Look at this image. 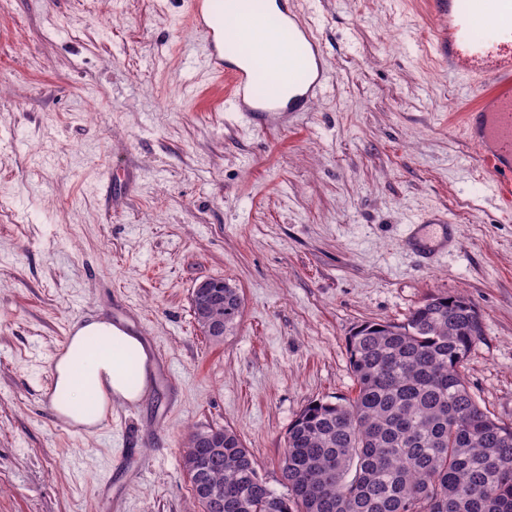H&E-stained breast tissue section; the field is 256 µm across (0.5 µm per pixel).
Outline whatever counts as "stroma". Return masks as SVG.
I'll return each mask as SVG.
<instances>
[{
    "mask_svg": "<svg viewBox=\"0 0 512 512\" xmlns=\"http://www.w3.org/2000/svg\"><path fill=\"white\" fill-rule=\"evenodd\" d=\"M186 3L0 0V512H199L182 450L208 428L279 488L296 414L355 395L348 336L436 294L481 313L461 373L512 423V216L461 124L466 80L430 56L426 0H294L334 82L288 131L225 111ZM434 209L457 249L425 266L401 238ZM205 278L242 296L217 343L191 307ZM94 317L170 376L107 434L44 402L66 329Z\"/></svg>",
    "mask_w": 512,
    "mask_h": 512,
    "instance_id": "35a3bbf8",
    "label": "stroma"
}]
</instances>
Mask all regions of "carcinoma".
<instances>
[{
  "label": "carcinoma",
  "mask_w": 512,
  "mask_h": 512,
  "mask_svg": "<svg viewBox=\"0 0 512 512\" xmlns=\"http://www.w3.org/2000/svg\"><path fill=\"white\" fill-rule=\"evenodd\" d=\"M211 312L241 316L236 288ZM480 312L435 295L402 323H366L347 341L352 399L313 401L288 426L279 494L224 428L220 446L183 450L203 512H512V424L484 411L460 367L482 340Z\"/></svg>",
  "instance_id": "carcinoma-1"
}]
</instances>
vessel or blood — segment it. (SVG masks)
Segmentation results:
<instances>
[{"label":"vessel or blood","instance_id":"1","mask_svg":"<svg viewBox=\"0 0 512 512\" xmlns=\"http://www.w3.org/2000/svg\"><path fill=\"white\" fill-rule=\"evenodd\" d=\"M279 6L289 41L304 40L314 61L285 101L259 93L252 72L221 55L224 0H189L185 19L205 50L211 74L224 82L225 109L262 129L287 126L290 117L310 111L327 80V51L316 22L301 15L291 0H280ZM429 6L438 21L432 44L437 61L471 82L475 102L463 112V124L491 144V151L478 153L481 165L500 199H512V0H430ZM448 221L445 214L419 218L415 246L430 251L423 230Z\"/></svg>","mask_w":512,"mask_h":512}]
</instances>
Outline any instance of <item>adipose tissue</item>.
<instances>
[{
	"label": "adipose tissue",
	"instance_id": "obj_1",
	"mask_svg": "<svg viewBox=\"0 0 512 512\" xmlns=\"http://www.w3.org/2000/svg\"><path fill=\"white\" fill-rule=\"evenodd\" d=\"M224 18L228 31L238 35L246 57L240 65L279 82L296 65L292 48L275 32L253 20L249 7L227 0ZM54 387L49 404L64 422L76 429L94 428L106 407L136 405L150 380V357L143 341L122 326L94 318L74 325L69 342L53 363Z\"/></svg>",
	"mask_w": 512,
	"mask_h": 512
}]
</instances>
